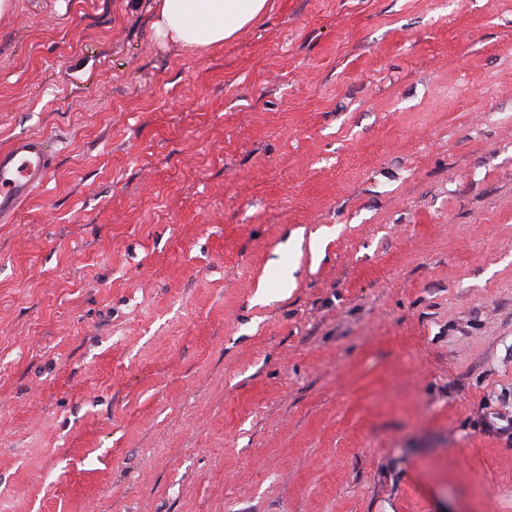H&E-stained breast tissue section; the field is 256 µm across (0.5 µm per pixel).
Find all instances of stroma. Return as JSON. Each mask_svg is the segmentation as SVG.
Masks as SVG:
<instances>
[{"label":"stroma","instance_id":"1","mask_svg":"<svg viewBox=\"0 0 512 512\" xmlns=\"http://www.w3.org/2000/svg\"><path fill=\"white\" fill-rule=\"evenodd\" d=\"M14 0L0 512H512V0ZM159 37L182 46L224 44L259 19L267 0H154ZM53 160L41 136L17 138L0 149V223L11 222L19 207L47 180Z\"/></svg>","mask_w":512,"mask_h":512}]
</instances>
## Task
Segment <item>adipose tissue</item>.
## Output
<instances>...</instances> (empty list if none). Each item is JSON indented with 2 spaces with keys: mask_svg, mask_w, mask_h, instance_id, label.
<instances>
[{
  "mask_svg": "<svg viewBox=\"0 0 512 512\" xmlns=\"http://www.w3.org/2000/svg\"><path fill=\"white\" fill-rule=\"evenodd\" d=\"M266 8L267 0H157L154 27L162 39L183 46L220 45Z\"/></svg>",
  "mask_w": 512,
  "mask_h": 512,
  "instance_id": "adipose-tissue-1",
  "label": "adipose tissue"
}]
</instances>
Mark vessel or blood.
I'll return each mask as SVG.
<instances>
[{"label": "vessel or blood", "mask_w": 512, "mask_h": 512, "mask_svg": "<svg viewBox=\"0 0 512 512\" xmlns=\"http://www.w3.org/2000/svg\"><path fill=\"white\" fill-rule=\"evenodd\" d=\"M53 166L40 136L17 138L0 149V223L11 222L19 207L47 180Z\"/></svg>", "instance_id": "vessel-or-blood-1"}]
</instances>
